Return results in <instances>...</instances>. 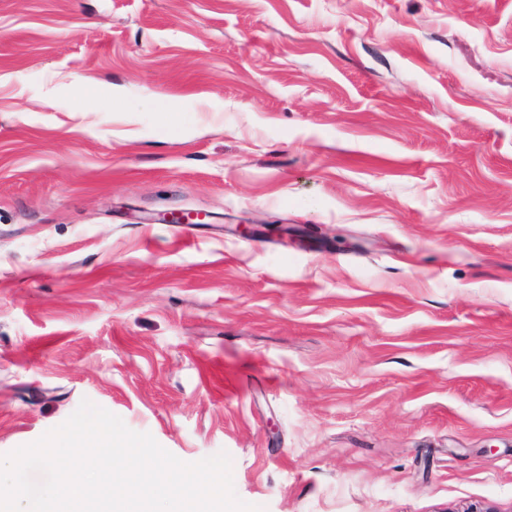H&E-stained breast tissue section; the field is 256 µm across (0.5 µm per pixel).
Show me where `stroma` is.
<instances>
[{
  "label": "stroma",
  "mask_w": 512,
  "mask_h": 512,
  "mask_svg": "<svg viewBox=\"0 0 512 512\" xmlns=\"http://www.w3.org/2000/svg\"><path fill=\"white\" fill-rule=\"evenodd\" d=\"M85 399L262 512H512V0H0V455Z\"/></svg>",
  "instance_id": "stroma-1"
}]
</instances>
